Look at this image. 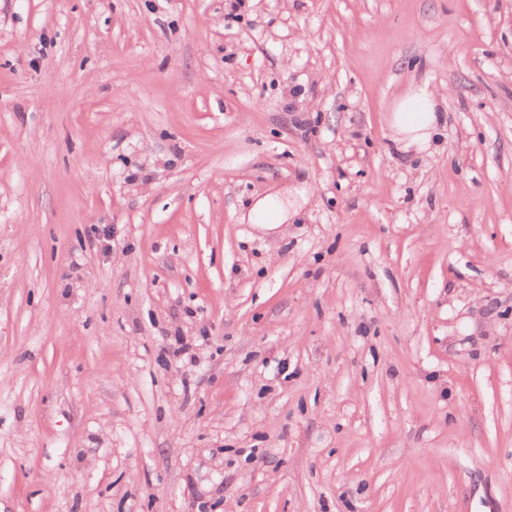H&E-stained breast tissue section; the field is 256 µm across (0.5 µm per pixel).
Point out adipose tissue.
I'll use <instances>...</instances> for the list:
<instances>
[{
    "label": "adipose tissue",
    "mask_w": 512,
    "mask_h": 512,
    "mask_svg": "<svg viewBox=\"0 0 512 512\" xmlns=\"http://www.w3.org/2000/svg\"><path fill=\"white\" fill-rule=\"evenodd\" d=\"M445 94L429 86L412 87L395 104L390 117L391 136L401 149H426L441 120Z\"/></svg>",
    "instance_id": "1"
}]
</instances>
